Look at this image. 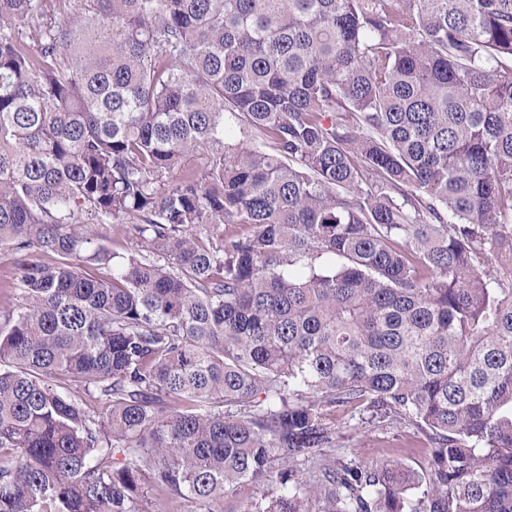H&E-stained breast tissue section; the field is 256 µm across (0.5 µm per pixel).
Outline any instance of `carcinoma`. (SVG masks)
<instances>
[{
  "label": "carcinoma",
  "instance_id": "1",
  "mask_svg": "<svg viewBox=\"0 0 512 512\" xmlns=\"http://www.w3.org/2000/svg\"><path fill=\"white\" fill-rule=\"evenodd\" d=\"M43 2L0 0V512H512V0ZM339 410L426 465L327 454ZM273 487H275L274 482H269L265 485L256 483L243 484L238 488L236 495L224 503V509L227 508L234 510V512H239L242 505L267 493Z\"/></svg>",
  "mask_w": 512,
  "mask_h": 512
}]
</instances>
